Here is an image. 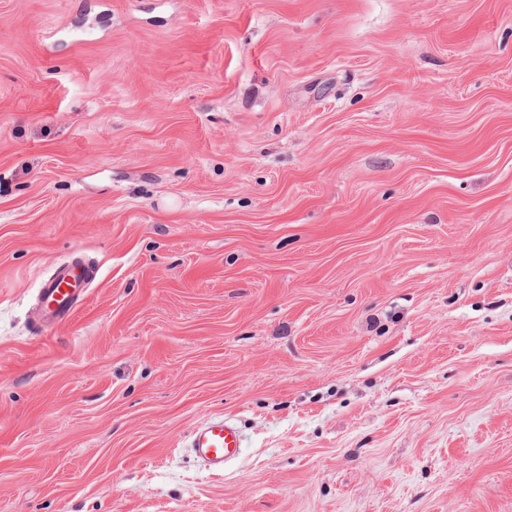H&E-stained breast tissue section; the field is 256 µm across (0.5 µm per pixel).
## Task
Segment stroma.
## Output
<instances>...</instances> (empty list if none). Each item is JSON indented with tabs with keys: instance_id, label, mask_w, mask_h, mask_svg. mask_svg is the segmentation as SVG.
Masks as SVG:
<instances>
[{
	"instance_id": "stroma-1",
	"label": "stroma",
	"mask_w": 512,
	"mask_h": 512,
	"mask_svg": "<svg viewBox=\"0 0 512 512\" xmlns=\"http://www.w3.org/2000/svg\"><path fill=\"white\" fill-rule=\"evenodd\" d=\"M0 512H512V0H0ZM87 269L80 263L60 266L40 290V298L46 305L48 319L56 323L73 309L74 302L84 292ZM190 447L206 469L220 472L240 457L243 438L233 421L217 418L194 430Z\"/></svg>"
}]
</instances>
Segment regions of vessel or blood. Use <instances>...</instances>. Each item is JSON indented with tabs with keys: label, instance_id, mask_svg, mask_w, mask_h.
<instances>
[{
	"label": "vessel or blood",
	"instance_id": "vessel-or-blood-1",
	"mask_svg": "<svg viewBox=\"0 0 512 512\" xmlns=\"http://www.w3.org/2000/svg\"><path fill=\"white\" fill-rule=\"evenodd\" d=\"M88 272L79 263L60 266L40 290L49 322H56L70 313L83 293ZM190 446L203 466L220 472L237 460L243 448V438L237 425L228 419L217 418L194 430Z\"/></svg>",
	"mask_w": 512,
	"mask_h": 512
}]
</instances>
